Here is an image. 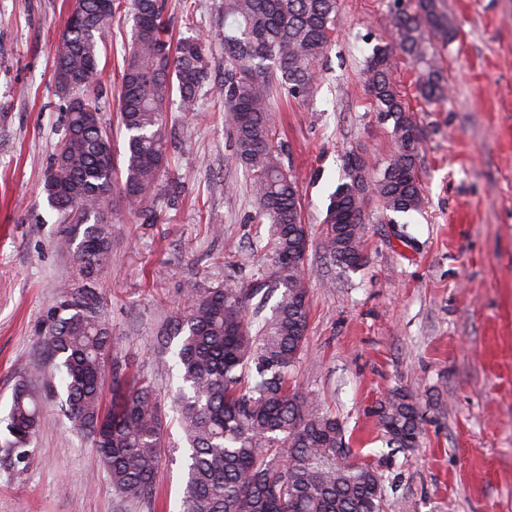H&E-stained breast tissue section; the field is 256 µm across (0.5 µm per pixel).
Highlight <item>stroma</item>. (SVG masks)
<instances>
[{
    "instance_id": "35a3bbf8",
    "label": "stroma",
    "mask_w": 512,
    "mask_h": 512,
    "mask_svg": "<svg viewBox=\"0 0 512 512\" xmlns=\"http://www.w3.org/2000/svg\"><path fill=\"white\" fill-rule=\"evenodd\" d=\"M219 3L169 0L173 39L217 36ZM442 3L458 31L438 56L447 96L425 101L411 62L393 55L422 137L423 207L388 221L380 207L369 209L363 270L329 261L322 221L344 178L345 152L359 148L381 163L395 151L393 123L378 112L363 74L374 45L393 38L392 0H340L314 97L271 100L311 230L310 313L294 378L343 423L358 459L397 477L384 487L383 512H512V0ZM73 5L0 0V416L29 366L51 372L43 333L63 286L78 284L74 261L57 246L62 225L36 220L47 210L42 178L58 141L53 49ZM133 25L124 12L105 27L109 123ZM210 73L193 122L171 114L170 175L182 181L183 196L159 204L154 224L121 216L99 276L114 360L149 382L166 412L178 377L157 333L182 310L185 283L247 285L269 267L270 227L256 223L250 176L232 157L217 44ZM399 387L419 404L423 439L386 457L371 410ZM184 458L182 434L170 426L152 503L127 502L49 393L23 475L0 447V512H165L179 499Z\"/></svg>"
}]
</instances>
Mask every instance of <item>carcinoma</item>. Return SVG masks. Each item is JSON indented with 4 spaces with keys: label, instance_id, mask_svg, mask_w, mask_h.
<instances>
[{
    "label": "carcinoma",
    "instance_id": "carcinoma-1",
    "mask_svg": "<svg viewBox=\"0 0 512 512\" xmlns=\"http://www.w3.org/2000/svg\"><path fill=\"white\" fill-rule=\"evenodd\" d=\"M339 0H222L224 117L234 135V158L251 175L260 222L271 224V268L253 288L227 281L222 288L189 282L183 309L165 324L159 346L173 352L180 385L176 420L187 444L178 512H382L384 477L371 463L344 459L345 429L320 413L292 376L309 318L306 259L309 227L299 188L282 161L269 112L280 92L304 100L314 91L336 23ZM397 47L420 68L418 91L434 101L446 94L434 45L457 31L438 0H394ZM167 0H76L55 44L53 80L59 98L60 138L44 172L43 192L58 223L68 225L60 247L69 251L88 287L64 292L53 308L44 346L61 374L62 402L95 449L121 497L151 500L162 465L166 423L145 381L128 388L112 378V405L104 402L111 332L92 287L112 250L114 217L142 224L158 220L155 200L181 195L168 176L169 104L177 96L183 120L199 109L209 85L207 39L197 34L172 44ZM135 19L120 72L122 150L102 123L100 43L107 20L121 8ZM391 45H376L365 77L378 111L393 121L394 154L380 165L351 150L345 181L329 194L323 249L342 269L358 271L368 257L362 242L372 203L408 214L422 208L421 136L398 91ZM277 295L271 315L256 323L247 307L262 309ZM45 373L26 371L3 419L4 448L24 471L40 426L37 388ZM390 451L418 447L422 414L413 395L394 389L375 409Z\"/></svg>",
    "mask_w": 512,
    "mask_h": 512
}]
</instances>
